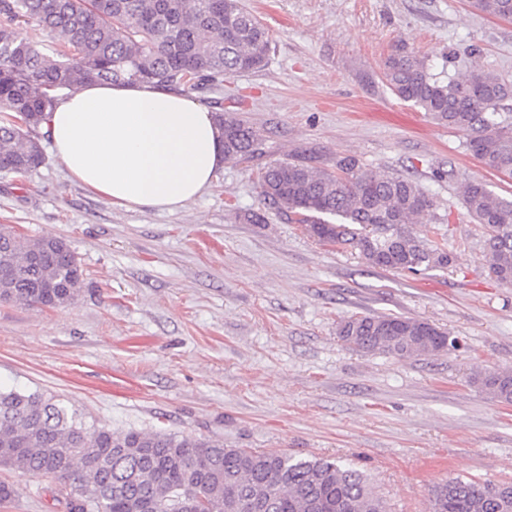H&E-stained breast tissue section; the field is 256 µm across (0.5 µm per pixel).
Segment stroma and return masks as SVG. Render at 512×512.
Returning <instances> with one entry per match:
<instances>
[{
  "instance_id": "obj_1",
  "label": "stroma",
  "mask_w": 512,
  "mask_h": 512,
  "mask_svg": "<svg viewBox=\"0 0 512 512\" xmlns=\"http://www.w3.org/2000/svg\"><path fill=\"white\" fill-rule=\"evenodd\" d=\"M243 2L272 51L225 79V117L259 129L272 159L314 147L410 176L437 202L413 231L440 233L451 265L400 275L320 243L264 201L256 160L225 162L170 213L112 206L50 152L0 177V225L64 239L84 281L62 308L0 302V387L56 395L115 429L335 459L369 477L387 512H429L434 485L457 477L512 481V405L474 380L512 368V286L488 274L461 195L473 182L508 197L512 179L383 79L402 42L441 80L477 63L512 82V19L471 0ZM369 314L427 321L455 345L407 358L349 348L339 324ZM0 481L18 490L0 512H66L52 479L0 468Z\"/></svg>"
}]
</instances>
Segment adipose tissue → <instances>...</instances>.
<instances>
[{
    "label": "adipose tissue",
    "instance_id": "obj_1",
    "mask_svg": "<svg viewBox=\"0 0 512 512\" xmlns=\"http://www.w3.org/2000/svg\"><path fill=\"white\" fill-rule=\"evenodd\" d=\"M49 127L68 175L127 209H178L224 165L213 112L148 84H85L60 102Z\"/></svg>",
    "mask_w": 512,
    "mask_h": 512
}]
</instances>
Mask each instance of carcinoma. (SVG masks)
I'll return each instance as SVG.
<instances>
[{
	"label": "carcinoma",
	"instance_id": "1",
	"mask_svg": "<svg viewBox=\"0 0 512 512\" xmlns=\"http://www.w3.org/2000/svg\"><path fill=\"white\" fill-rule=\"evenodd\" d=\"M471 4L512 17V0ZM29 23L58 43L55 55L20 36ZM271 44L240 0H0V175L23 177L43 164L42 141L64 91L104 81L207 92L224 76L264 68ZM384 78L399 99L464 133L486 168L512 173L511 83L479 67L463 81H439L403 44L386 59ZM215 104L224 158L263 155L262 135L224 117L223 101ZM258 181L264 199L297 216L318 241L348 246L371 267L424 274L451 264L441 242L411 229L436 202L408 177L365 168L351 155L327 160L305 150L266 162ZM462 200L486 230L488 273L512 286V198L466 183ZM82 284L64 240L0 225V301L60 308ZM338 335L357 350L399 358L449 345L435 325L394 315L352 317ZM479 381L494 399L512 403V370ZM0 466L56 480L68 512H387L367 476L337 460L226 448L160 428L112 429L61 399L16 388L0 389ZM431 512H512V483L449 480L432 490Z\"/></svg>",
	"mask_w": 512,
	"mask_h": 512
}]
</instances>
